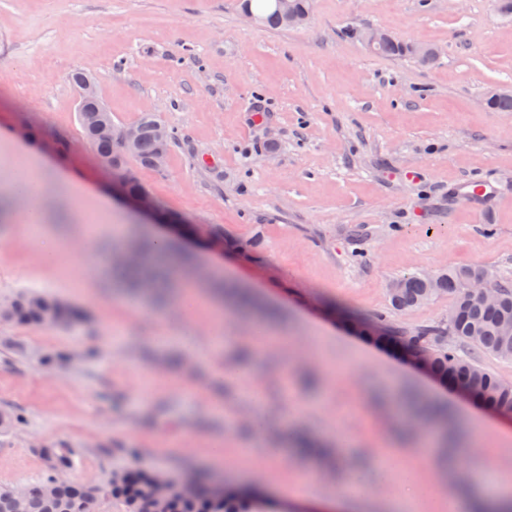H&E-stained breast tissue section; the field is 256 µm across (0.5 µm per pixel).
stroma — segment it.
Masks as SVG:
<instances>
[{"instance_id":"obj_1","label":"stroma","mask_w":512,"mask_h":512,"mask_svg":"<svg viewBox=\"0 0 512 512\" xmlns=\"http://www.w3.org/2000/svg\"><path fill=\"white\" fill-rule=\"evenodd\" d=\"M439 49L435 63L371 53L354 29ZM93 77L115 125L155 113L174 129L166 167L139 178L166 217L199 227L171 237L183 279L223 282L224 338L207 301L148 309L113 297L115 226L170 235L114 199L112 175L82 137L71 71ZM512 87V16L497 0H314L303 26L248 22L242 0H0V181L44 164L45 215L70 252L15 233L0 199V301L36 292L82 311L67 327L0 320V488L45 479L40 448L71 452L67 479L100 485L118 470L225 482L252 471L290 481L296 437L329 431L337 458L374 479L394 433L377 398L432 379L376 346L363 324L408 333L447 322L441 295L393 310L389 285L453 267H488L512 283V112L490 91ZM494 182L486 219L451 192ZM112 202L104 210L101 199ZM221 230L211 238L209 227ZM296 421L279 457L245 454L242 413ZM475 464L512 471V430H464ZM337 458L315 491L347 479Z\"/></svg>"}]
</instances>
